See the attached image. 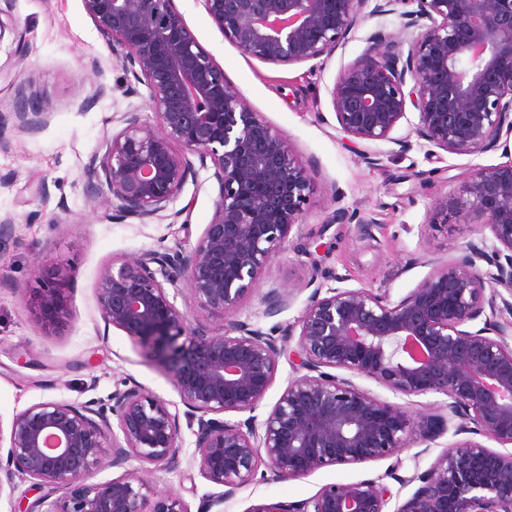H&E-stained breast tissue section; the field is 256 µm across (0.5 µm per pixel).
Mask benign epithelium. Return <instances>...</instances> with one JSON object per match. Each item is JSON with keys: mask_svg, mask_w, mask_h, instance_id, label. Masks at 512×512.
I'll return each mask as SVG.
<instances>
[{"mask_svg": "<svg viewBox=\"0 0 512 512\" xmlns=\"http://www.w3.org/2000/svg\"><path fill=\"white\" fill-rule=\"evenodd\" d=\"M112 54L144 82L155 121L130 113L94 162L111 218L141 224L163 217L201 166L211 161L219 197L191 250L181 246L114 257L93 288L104 329L136 341L169 368L195 437L192 463L220 493L198 512L224 503L260 467L296 480L323 467L389 458L417 439L406 407L384 401L337 375L371 379L396 396L442 395L455 433L430 467L404 480L419 486L394 512H512V160L478 168L462 190L437 203L433 224H479L490 249L471 243L458 259H429L430 274L397 302L367 288L318 284L294 324L264 330L236 320L187 332L177 309L178 282L203 310L236 308L261 271L288 249L302 222L310 174L283 137L228 86L200 47L174 0H82ZM215 27L246 56L277 66L333 54L368 18L398 14L409 35H372L362 54L341 67L331 90L343 133L385 141L410 103L416 136L452 153L507 148L512 136V0H201ZM49 107L33 96L14 113L15 127L48 123ZM482 260L486 267L476 264ZM68 274L29 294L38 324L57 330L68 315ZM263 315L287 306L277 289ZM483 325L473 327L484 311ZM282 356L305 374L289 380L262 421L221 418L253 412L273 384ZM110 413L63 400L14 414L0 493L29 481L40 495L14 512H190L162 496L150 467L176 471L183 453L179 413L133 385L111 396ZM102 459L137 465L91 483ZM392 494L376 479L332 483L311 498L261 505L253 512H387Z\"/></svg>", "mask_w": 512, "mask_h": 512, "instance_id": "benign-epithelium-1", "label": "benign epithelium"}]
</instances>
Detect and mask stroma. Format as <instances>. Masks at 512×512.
Here are the masks:
<instances>
[{
  "instance_id": "stroma-1",
  "label": "stroma",
  "mask_w": 512,
  "mask_h": 512,
  "mask_svg": "<svg viewBox=\"0 0 512 512\" xmlns=\"http://www.w3.org/2000/svg\"><path fill=\"white\" fill-rule=\"evenodd\" d=\"M174 5L231 88L281 134L311 176L303 221L292 228L284 256L261 273L235 311L212 314L189 294L179 296L176 306L189 327L215 329L237 319L265 329L275 321L296 322L312 292L316 272L309 250L319 235L330 244L323 266L341 277L343 287L382 290L395 301L429 275L423 256L453 258L466 244L490 238L489 229L443 226L431 223L430 216L474 169L504 163L501 149L458 155L417 139L410 150H401L398 139L418 122L411 106L389 142L355 144L340 129L331 90L341 65L358 57L375 32L399 37L398 16L365 20L327 60L276 66L242 54L213 25L201 0H174ZM0 19L14 27L0 39V114L18 111L24 91L35 93L52 112L43 128L10 126L0 138V221L12 226L0 237V428L9 429L13 415L32 404L105 403L115 390L135 383L179 405L168 371L122 331L104 329L93 288L112 258L163 245L196 246L219 194L213 171L201 168L188 178L172 205L179 213L175 221L107 219L106 207L88 201L94 181L88 165L103 155L124 114L153 118L149 88L112 55L82 0H0ZM99 84L105 94L96 99L92 93ZM365 150L378 153V164L362 160ZM58 270L69 275L70 317L61 333L48 334L24 294ZM274 288L288 294L289 305L271 320L262 315V298ZM399 402L415 421L436 422L429 446L414 443L387 459L328 466L291 481L260 474L225 500L224 512L300 501L330 483L391 472L394 510L414 491L400 485V478L426 470L456 440L446 427L444 397L403 396ZM183 437L179 471L156 470L149 478L159 493L182 498L197 512L216 487L190 463L193 435L187 431Z\"/></svg>"
}]
</instances>
